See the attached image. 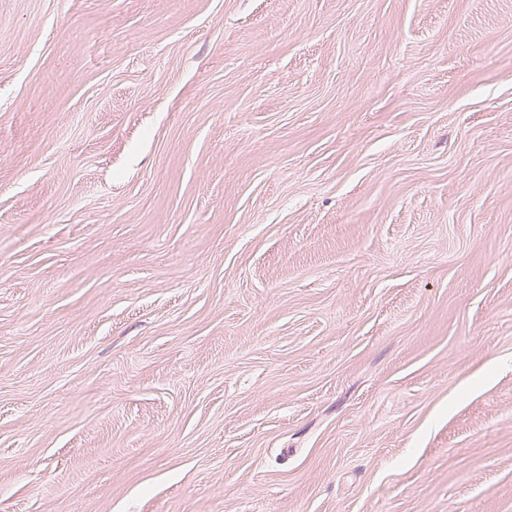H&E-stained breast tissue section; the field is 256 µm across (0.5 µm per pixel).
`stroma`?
Returning <instances> with one entry per match:
<instances>
[{"label": "stroma", "mask_w": 512, "mask_h": 512, "mask_svg": "<svg viewBox=\"0 0 512 512\" xmlns=\"http://www.w3.org/2000/svg\"><path fill=\"white\" fill-rule=\"evenodd\" d=\"M0 512H512V0H0Z\"/></svg>", "instance_id": "obj_1"}]
</instances>
